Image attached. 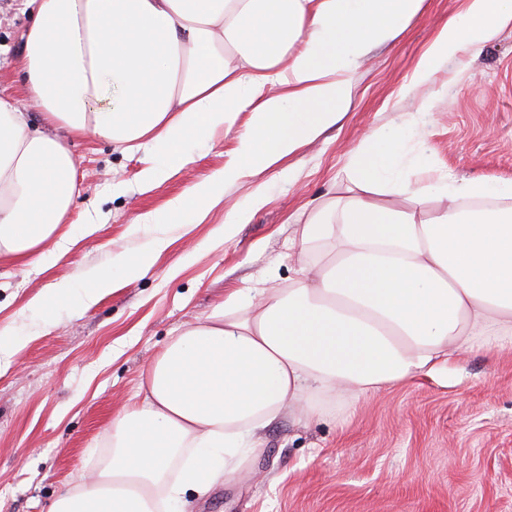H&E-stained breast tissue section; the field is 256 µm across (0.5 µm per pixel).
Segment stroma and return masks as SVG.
<instances>
[{"mask_svg": "<svg viewBox=\"0 0 512 512\" xmlns=\"http://www.w3.org/2000/svg\"><path fill=\"white\" fill-rule=\"evenodd\" d=\"M463 0H425L353 81L336 126L265 172L229 187L198 224H170L165 205L223 169L236 146L218 134L189 144L196 160L160 187L140 188V155L94 138L75 142L80 194L65 256L0 262V330H20L0 355V512H49L57 496L104 462L112 416L133 402L150 361L233 288L287 282L288 238L303 206L350 183L349 158L372 131L402 135L403 172L416 180L512 178V29L477 58L449 61L433 83L404 93L436 31ZM28 0H0V91L21 94L16 69ZM443 103L420 111L438 87ZM265 204L233 241L224 216L259 181ZM149 213L153 223L138 224ZM170 246L143 277L87 309L63 305L52 325L31 297L79 268L111 271L119 253ZM255 475L195 497L194 512H512V348L472 353L444 377L368 397L334 420L283 417L265 432Z\"/></svg>", "mask_w": 512, "mask_h": 512, "instance_id": "35a3bbf8", "label": "stroma"}]
</instances>
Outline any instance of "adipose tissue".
<instances>
[{
    "instance_id": "ef3b65f1",
    "label": "adipose tissue",
    "mask_w": 512,
    "mask_h": 512,
    "mask_svg": "<svg viewBox=\"0 0 512 512\" xmlns=\"http://www.w3.org/2000/svg\"><path fill=\"white\" fill-rule=\"evenodd\" d=\"M23 90L0 96V261L66 254L77 191L73 137L145 151L142 190L194 162L186 144L234 134L233 160L172 198L173 223L222 202L226 186L317 141L350 105L353 76L424 0H31ZM512 28V0H465L418 63L448 59ZM249 113L238 126L240 113ZM397 140L354 150L344 199L296 225L281 286L237 288L185 328L112 419V458L50 512H190L189 493L250 475L264 431L311 421L381 388L448 370L459 356L512 347V180L410 181ZM403 196L404 205L378 203ZM433 202L431 211L420 208ZM167 238L118 254L115 273L80 269L31 298L47 316L88 308L115 276L138 279Z\"/></svg>"
}]
</instances>
